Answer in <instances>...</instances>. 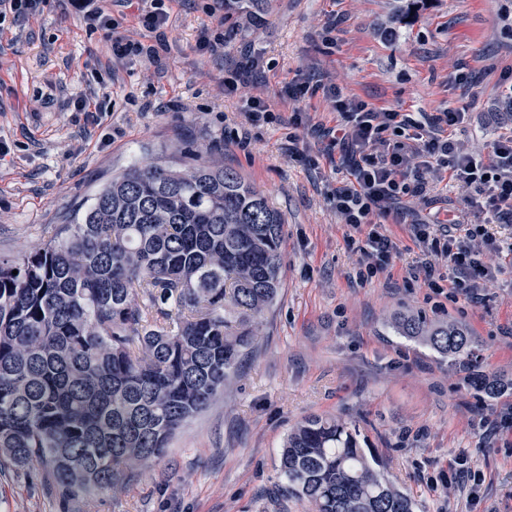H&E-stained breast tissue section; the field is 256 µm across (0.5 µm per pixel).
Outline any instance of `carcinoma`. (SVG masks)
Segmentation results:
<instances>
[{"instance_id": "1", "label": "carcinoma", "mask_w": 512, "mask_h": 512, "mask_svg": "<svg viewBox=\"0 0 512 512\" xmlns=\"http://www.w3.org/2000/svg\"><path fill=\"white\" fill-rule=\"evenodd\" d=\"M283 224L222 164L144 161L42 249L1 260L0 467L46 470L73 492L115 489L159 458L251 349L250 319L283 285ZM394 327L469 361L461 324L403 314ZM467 375L485 398L504 388ZM358 436L336 419L299 423L279 457L288 493L314 512H414Z\"/></svg>"}]
</instances>
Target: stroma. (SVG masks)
<instances>
[{
	"mask_svg": "<svg viewBox=\"0 0 512 512\" xmlns=\"http://www.w3.org/2000/svg\"><path fill=\"white\" fill-rule=\"evenodd\" d=\"M165 0L162 33L127 17L133 39L163 44L161 61H116L109 40L70 0L0 24V260L34 252L77 209L134 162L196 157L234 169L285 219L283 287L254 321L255 348L211 405L188 419L164 454L130 470L121 489L68 493L40 469H0V512H311L288 496L278 455L311 416L344 420L414 512H512V391L480 397L462 364L399 336L403 312L460 322L473 337V365L512 380V259L474 299L451 301L406 277L418 249L395 217L400 247L372 278L356 277L346 228L329 205L346 172L320 154L294 156V109L332 116L322 97L283 92L299 75L324 73L344 94L382 110L435 112L464 106L456 137L480 149L504 132L500 79L512 71V0H264L249 27L238 0ZM224 46L200 54L205 29ZM263 58L237 93L224 79L248 50ZM469 74L476 95L450 80ZM251 97L272 104V123L241 147L240 114ZM86 111L74 108L77 101ZM483 476L432 485L458 454Z\"/></svg>",
	"mask_w": 512,
	"mask_h": 512,
	"instance_id": "obj_1",
	"label": "stroma"
}]
</instances>
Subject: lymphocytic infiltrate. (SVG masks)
Segmentation results:
<instances>
[{"label":"lymphocytic infiltrate","instance_id":"1","mask_svg":"<svg viewBox=\"0 0 512 512\" xmlns=\"http://www.w3.org/2000/svg\"><path fill=\"white\" fill-rule=\"evenodd\" d=\"M94 27L110 39L112 56L154 58V48L131 39L121 19L96 0H76ZM290 97L322 96L336 116L321 127L323 155L339 156L349 177L330 198L332 208L348 229L357 256V274L369 278L387 268L399 247L383 223L397 212L404 197L432 203L438 174L467 187L464 206L449 223L417 219L409 226L420 254L406 270L409 278L424 277L436 293L453 289L473 297L497 281L502 270L486 265L484 248L512 255V238L495 239L489 224L512 223V131L502 133L483 150L471 151L454 138L455 129L469 121L466 109L446 107L409 114L379 110L346 96L323 77L312 76L290 90Z\"/></svg>","mask_w":512,"mask_h":512}]
</instances>
